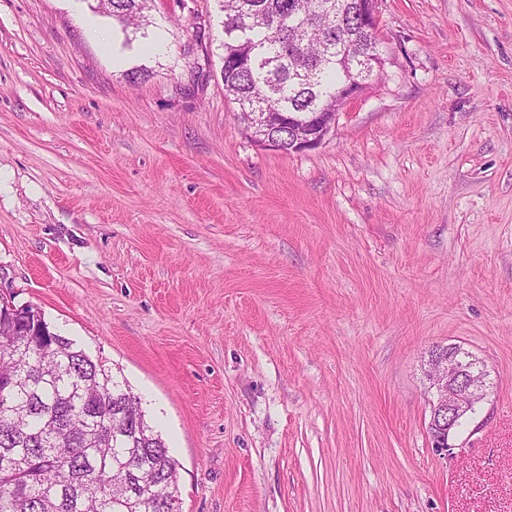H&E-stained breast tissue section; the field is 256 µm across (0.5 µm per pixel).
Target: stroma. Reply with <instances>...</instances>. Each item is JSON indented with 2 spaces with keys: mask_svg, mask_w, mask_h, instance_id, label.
<instances>
[{
  "mask_svg": "<svg viewBox=\"0 0 512 512\" xmlns=\"http://www.w3.org/2000/svg\"><path fill=\"white\" fill-rule=\"evenodd\" d=\"M149 15L0 0V282L140 397L181 512H512V0H382L302 153L237 122L217 0ZM438 344L490 384L450 457Z\"/></svg>",
  "mask_w": 512,
  "mask_h": 512,
  "instance_id": "obj_1",
  "label": "stroma"
}]
</instances>
